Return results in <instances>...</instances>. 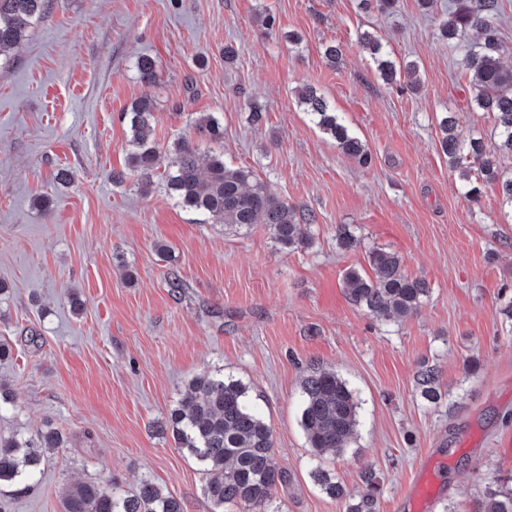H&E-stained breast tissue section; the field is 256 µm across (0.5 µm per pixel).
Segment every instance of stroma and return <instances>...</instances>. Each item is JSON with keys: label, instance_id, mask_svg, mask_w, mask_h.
<instances>
[{"label": "stroma", "instance_id": "1", "mask_svg": "<svg viewBox=\"0 0 512 512\" xmlns=\"http://www.w3.org/2000/svg\"><path fill=\"white\" fill-rule=\"evenodd\" d=\"M450 2L426 14L398 0L388 14L357 0H51L0 59V283L9 287L0 341L11 347L0 385L14 397L0 409V434L49 423L69 442L33 488L0 498L5 512H61L69 486L129 490L145 476L184 512H213L204 474L167 427L205 372L245 384L274 431L287 480L273 512H345L315 483L318 468L355 495L372 466L378 512H405L408 481L432 458L442 471L437 512H472L486 488L512 487V209L494 182L469 202L441 151L444 112L459 113L461 138L496 137L459 77L461 49L439 37ZM366 30L394 59L417 62V90L381 80L358 42ZM332 41L343 51L333 66L322 55ZM228 43L239 53L231 66ZM142 56L158 64L154 84L137 78ZM305 84L368 144L371 166L311 122L295 97ZM142 97L156 104L160 151L186 137L201 157L251 168L314 215L310 245L284 248L262 224L199 223L159 171L146 191L133 174L112 183L127 166L119 116ZM253 101L266 110L258 125ZM202 113L219 118L222 139L196 130ZM61 168L68 182L57 180ZM343 228L357 248L339 247ZM373 249L397 253L407 275L429 284L416 315L378 319L348 298L344 272L368 271ZM426 365L436 405L417 383ZM315 369L339 375L359 403L340 456H315L300 426L301 381Z\"/></svg>", "mask_w": 512, "mask_h": 512}]
</instances>
